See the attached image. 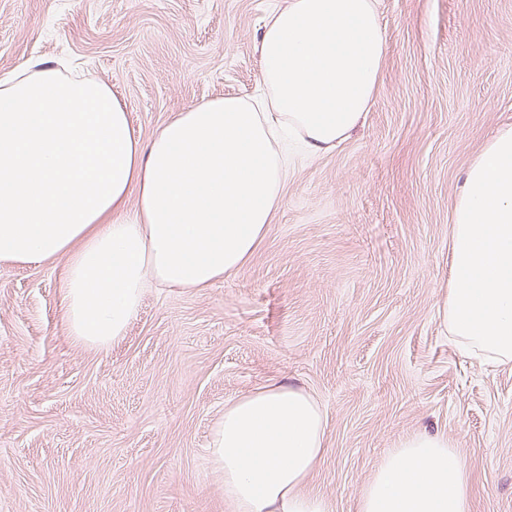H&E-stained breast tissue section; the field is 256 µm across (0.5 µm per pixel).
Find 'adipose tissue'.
Returning <instances> with one entry per match:
<instances>
[{
	"label": "adipose tissue",
	"mask_w": 512,
	"mask_h": 512,
	"mask_svg": "<svg viewBox=\"0 0 512 512\" xmlns=\"http://www.w3.org/2000/svg\"><path fill=\"white\" fill-rule=\"evenodd\" d=\"M387 51L376 0H289L264 26L259 97L188 106L146 141L107 83L21 62L0 76V260L65 258L71 336L110 347L152 284L207 288L253 254L288 176L282 132L314 151L344 141ZM439 315L466 356L512 363V126L466 172ZM324 442L319 403L278 386L227 402L208 452L235 512H332L304 488ZM358 512H471L467 466L446 435H410Z\"/></svg>",
	"instance_id": "obj_1"
}]
</instances>
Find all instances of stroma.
Instances as JSON below:
<instances>
[{"instance_id":"1","label":"stroma","mask_w":512,"mask_h":512,"mask_svg":"<svg viewBox=\"0 0 512 512\" xmlns=\"http://www.w3.org/2000/svg\"><path fill=\"white\" fill-rule=\"evenodd\" d=\"M287 0H0V73L64 54L123 101L137 137L256 92ZM382 80L350 136L290 145L254 253L207 288H151L123 339L70 336L62 261L0 262V512H233L210 460L226 402L315 397L333 512L405 436L447 435L473 512H512V366L463 356L438 308L465 173L512 124V0H379Z\"/></svg>"}]
</instances>
